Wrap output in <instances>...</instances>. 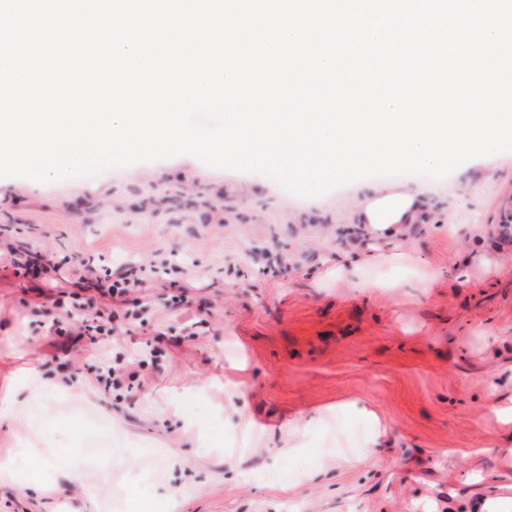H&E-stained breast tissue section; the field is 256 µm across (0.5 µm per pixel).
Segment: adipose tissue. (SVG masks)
Here are the masks:
<instances>
[{
  "label": "adipose tissue",
  "instance_id": "adipose-tissue-1",
  "mask_svg": "<svg viewBox=\"0 0 512 512\" xmlns=\"http://www.w3.org/2000/svg\"><path fill=\"white\" fill-rule=\"evenodd\" d=\"M358 227L368 235L400 239L411 226L421 223L427 209L425 188L411 182L389 184L372 180L358 184ZM22 353L20 343H8L0 351V372L7 384L0 390V423L19 419L45 418L50 405L67 397L87 396L90 379L71 380L64 375H47L42 367H15Z\"/></svg>",
  "mask_w": 512,
  "mask_h": 512
}]
</instances>
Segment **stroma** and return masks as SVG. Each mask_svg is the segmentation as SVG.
<instances>
[{
    "instance_id": "35a3bbf8",
    "label": "stroma",
    "mask_w": 512,
    "mask_h": 512,
    "mask_svg": "<svg viewBox=\"0 0 512 512\" xmlns=\"http://www.w3.org/2000/svg\"><path fill=\"white\" fill-rule=\"evenodd\" d=\"M420 182L424 224L363 253L366 276L401 281L391 294L327 274L355 235L349 185L304 199L187 154L48 183L0 178V225H20L33 250L91 255L115 273L173 260L151 291V325L128 332L113 319L117 334L94 345L42 335L59 310L33 306L35 280L0 269V338L24 337L21 365L125 371L101 398L113 414L83 429L72 399L48 419L0 424V456L36 438L55 481L49 494L1 488L0 512H88L89 496L111 504L133 469L165 494L128 491L125 512H481L485 497L512 499V424L492 410L512 399V241L494 234L512 213V162ZM475 251L493 265L459 278L451 258ZM425 270L439 275L427 294L413 286ZM181 292L185 303L171 304ZM242 357L244 400L199 392L217 362ZM171 389L197 429L159 415ZM351 402L389 429L372 460L368 423L340 410ZM241 406L256 440L231 425ZM325 406L338 412L307 447L286 448L283 424ZM73 470L92 486L70 482Z\"/></svg>"
}]
</instances>
